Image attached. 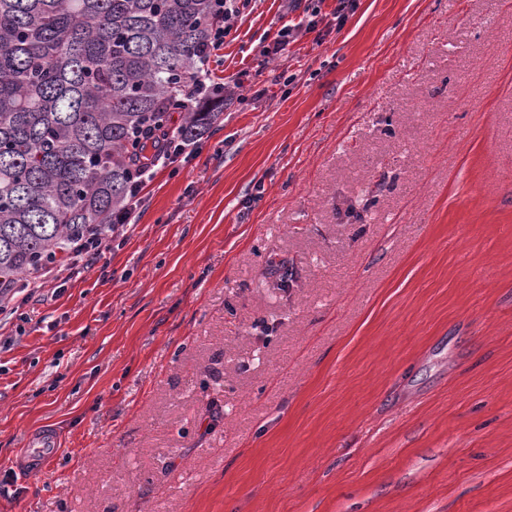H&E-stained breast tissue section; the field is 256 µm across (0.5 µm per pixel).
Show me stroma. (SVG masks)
<instances>
[{
    "label": "stroma",
    "instance_id": "obj_1",
    "mask_svg": "<svg viewBox=\"0 0 512 512\" xmlns=\"http://www.w3.org/2000/svg\"><path fill=\"white\" fill-rule=\"evenodd\" d=\"M311 5L252 0L119 246L0 322V512H512V5Z\"/></svg>",
    "mask_w": 512,
    "mask_h": 512
}]
</instances>
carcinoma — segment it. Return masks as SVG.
<instances>
[{
	"label": "carcinoma",
	"instance_id": "cac0c4a2",
	"mask_svg": "<svg viewBox=\"0 0 512 512\" xmlns=\"http://www.w3.org/2000/svg\"><path fill=\"white\" fill-rule=\"evenodd\" d=\"M216 0H0V281L36 273L126 205L133 134L181 108L194 142L224 110L207 78Z\"/></svg>",
	"mask_w": 512,
	"mask_h": 512
}]
</instances>
